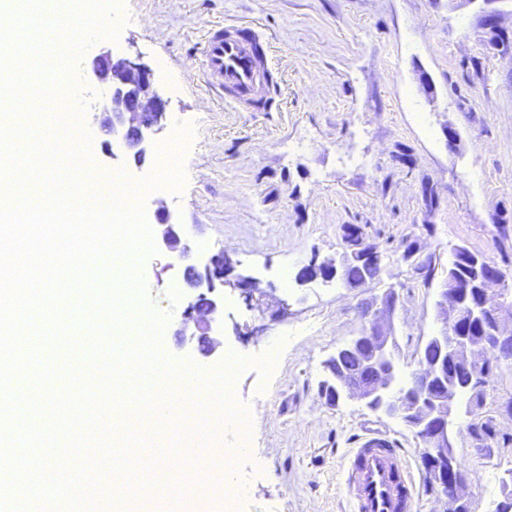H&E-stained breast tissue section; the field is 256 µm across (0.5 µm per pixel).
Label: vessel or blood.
Instances as JSON below:
<instances>
[{"label":"vessel or blood","instance_id":"obj_1","mask_svg":"<svg viewBox=\"0 0 512 512\" xmlns=\"http://www.w3.org/2000/svg\"><path fill=\"white\" fill-rule=\"evenodd\" d=\"M203 72L207 80L237 103L264 77L251 39L223 28L210 30L204 44ZM342 491L351 512H413L416 479L398 449L373 439L350 449L343 467Z\"/></svg>","mask_w":512,"mask_h":512}]
</instances>
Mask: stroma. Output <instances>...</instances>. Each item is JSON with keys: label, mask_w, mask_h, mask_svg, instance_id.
<instances>
[{"label": "stroma", "mask_w": 512, "mask_h": 512, "mask_svg": "<svg viewBox=\"0 0 512 512\" xmlns=\"http://www.w3.org/2000/svg\"><path fill=\"white\" fill-rule=\"evenodd\" d=\"M497 15L496 25L484 16ZM116 38L95 40L76 65L97 173L122 171L138 183L167 168L155 149L135 162L101 126L105 86L86 77L103 51L148 66L167 102L158 145L177 155L185 180L143 192L148 225L166 209L195 255L225 252L233 270L224 288L219 341L203 356L181 335L191 294L183 266L163 251L138 262L145 298L167 323L168 355L207 371L229 354L277 351L270 374L239 370L231 393L250 413L249 449L224 463L199 454L156 469L147 499L130 512H218L194 487L230 469L243 488L241 512H350L339 489L348 449L382 437L417 477L413 512H448L432 489L420 442L396 419L358 401L327 405L319 385L326 362L365 324L362 305L396 288L391 324L400 382L410 380L427 338L441 328L436 302L456 247L487 254L512 278V0H121ZM256 32L279 85L270 108L227 103L203 82V44L215 25ZM359 232L383 256L379 279L361 288L296 275L311 258L346 249ZM257 281L245 301L238 277ZM512 364H500L482 401L461 397L457 420L491 418L496 442L477 447L451 433L466 468L470 512H491L512 470Z\"/></svg>", "instance_id": "35a3bbf8"}]
</instances>
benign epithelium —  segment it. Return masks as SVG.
Returning a JSON list of instances; mask_svg holds the SVG:
<instances>
[{
    "label": "benign epithelium",
    "instance_id": "7a95c632",
    "mask_svg": "<svg viewBox=\"0 0 512 512\" xmlns=\"http://www.w3.org/2000/svg\"><path fill=\"white\" fill-rule=\"evenodd\" d=\"M87 77L105 82L108 93L98 103L101 124L121 135L125 147L142 158L152 146L154 136L167 121V102L157 92L151 69L109 53L95 56L88 64ZM161 237L157 245L178 255L185 263L184 279L198 290L195 301L186 311V320L197 325H209L224 312V265L227 257L219 252L198 258L182 240L181 225L162 215ZM358 264L366 275L348 284L357 288L376 279L382 258L362 246L346 251L336 261L302 268L297 281H312L316 275L324 280L338 278L340 269ZM456 276L441 282L437 306L444 326L427 340L438 348V356L430 359L420 352L418 369L411 382L395 387L398 366L391 350L392 336L379 326V319L389 318L397 307L398 295L388 289L362 308L367 319L358 335L336 350L335 357L344 355L357 359L356 371L333 372L321 384V394L336 404L343 398H355L372 412L382 413L404 423L420 440L421 458L431 470V480L448 504L458 508L466 503L461 491L466 474L448 458V428L452 425L453 397L436 394L433 387L448 384V361L478 367L490 357L498 361L512 360V332L504 331L503 320L512 319V295L506 288L507 275L489 265L487 256L463 254L458 257ZM480 320L486 325L492 342H476L455 325L462 321Z\"/></svg>",
    "mask_w": 512,
    "mask_h": 512
}]
</instances>
